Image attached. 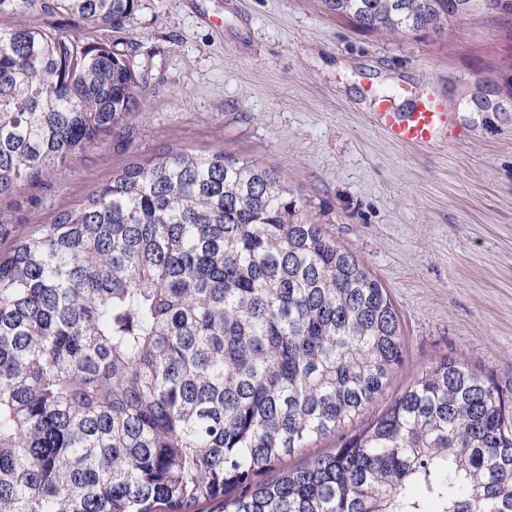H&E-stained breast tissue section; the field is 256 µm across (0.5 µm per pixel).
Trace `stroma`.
Returning a JSON list of instances; mask_svg holds the SVG:
<instances>
[{
    "instance_id": "1",
    "label": "stroma",
    "mask_w": 512,
    "mask_h": 512,
    "mask_svg": "<svg viewBox=\"0 0 512 512\" xmlns=\"http://www.w3.org/2000/svg\"><path fill=\"white\" fill-rule=\"evenodd\" d=\"M16 23L107 42L148 79L126 126L0 202V253L134 163L223 151L280 171L302 217L386 289L404 358L362 421L446 356L512 392V13L388 38L322 0H137L113 30ZM399 86L395 111L442 99L458 138L390 139L374 112Z\"/></svg>"
}]
</instances>
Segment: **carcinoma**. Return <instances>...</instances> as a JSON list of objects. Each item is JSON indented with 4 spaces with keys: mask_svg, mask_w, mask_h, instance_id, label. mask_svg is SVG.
I'll return each instance as SVG.
<instances>
[{
    "mask_svg": "<svg viewBox=\"0 0 512 512\" xmlns=\"http://www.w3.org/2000/svg\"><path fill=\"white\" fill-rule=\"evenodd\" d=\"M382 35L487 0H322ZM134 0H0L120 27ZM146 85L108 43L0 26V200ZM386 289L280 173L168 149L0 254V512H512V400L453 359L307 465L403 360Z\"/></svg>",
    "mask_w": 512,
    "mask_h": 512,
    "instance_id": "carcinoma-1",
    "label": "carcinoma"
}]
</instances>
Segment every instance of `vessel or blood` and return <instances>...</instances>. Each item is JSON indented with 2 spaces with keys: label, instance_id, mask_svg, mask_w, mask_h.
Instances as JSON below:
<instances>
[{
  "label": "vessel or blood",
  "instance_id": "1",
  "mask_svg": "<svg viewBox=\"0 0 512 512\" xmlns=\"http://www.w3.org/2000/svg\"><path fill=\"white\" fill-rule=\"evenodd\" d=\"M376 123L395 141L411 144H428L441 137L455 135L450 114L439 99L421 100L414 112L398 114L393 110L391 97L377 101Z\"/></svg>",
  "mask_w": 512,
  "mask_h": 512
}]
</instances>
